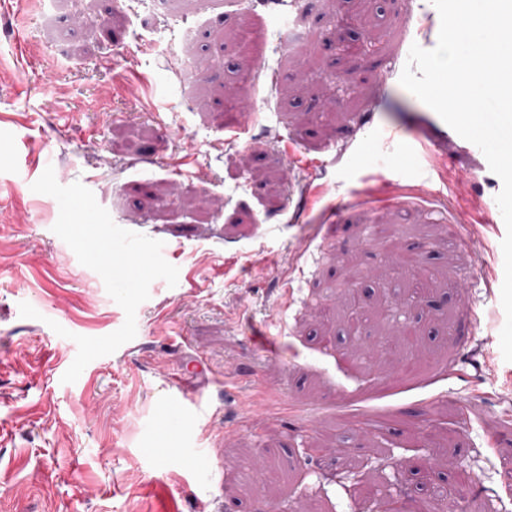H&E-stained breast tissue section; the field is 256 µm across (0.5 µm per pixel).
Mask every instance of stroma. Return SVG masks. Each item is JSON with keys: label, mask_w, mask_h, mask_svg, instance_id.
<instances>
[{"label": "stroma", "mask_w": 512, "mask_h": 512, "mask_svg": "<svg viewBox=\"0 0 512 512\" xmlns=\"http://www.w3.org/2000/svg\"><path fill=\"white\" fill-rule=\"evenodd\" d=\"M50 2L0 13V512H380L389 498L420 512L424 459L448 482L472 471L465 512H512L502 226L483 221L502 181L464 139L425 158L381 137H436L399 82L411 46L437 44L431 4ZM222 25L263 36L251 67L212 41ZM188 27L203 33L189 49ZM312 32L313 69L299 56ZM49 167L180 272L151 283L135 338L68 384L75 336L125 313L54 233L57 201L32 191ZM379 219L423 253L422 294L368 236ZM182 379L201 405L168 429Z\"/></svg>", "instance_id": "obj_1"}]
</instances>
